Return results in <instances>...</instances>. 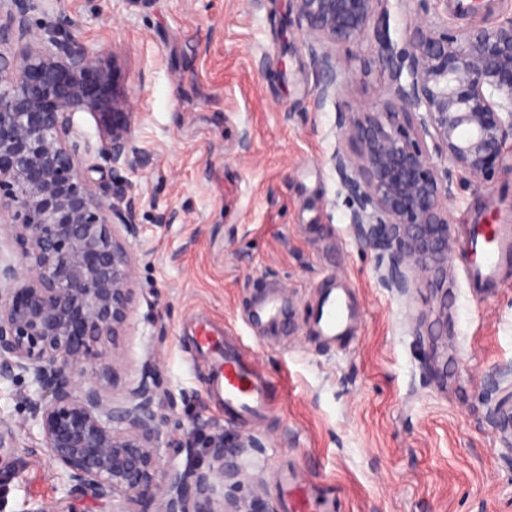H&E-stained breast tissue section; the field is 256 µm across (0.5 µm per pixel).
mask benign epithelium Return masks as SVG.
<instances>
[{"instance_id": "obj_1", "label": "benign epithelium", "mask_w": 512, "mask_h": 512, "mask_svg": "<svg viewBox=\"0 0 512 512\" xmlns=\"http://www.w3.org/2000/svg\"><path fill=\"white\" fill-rule=\"evenodd\" d=\"M385 2L289 0V12L318 74L316 104L336 99L349 148L329 162L353 201L350 223L381 252L383 285L405 293L428 258L448 262L453 174L489 178L512 139V20L460 34L417 20L399 47ZM41 3L0 0V384L27 382L35 451L84 499L118 498L122 512H243L220 490L257 447L251 437L217 434L207 467L181 466L163 443L158 384L143 379L118 398L105 382L136 300L134 201L96 192L101 167L84 164L92 146L75 114L103 117L110 165L139 169L145 156L126 100L106 92L104 51L33 29ZM363 41L391 77L380 112L338 99L349 78L336 49Z\"/></svg>"}]
</instances>
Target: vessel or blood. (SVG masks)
Wrapping results in <instances>:
<instances>
[{
  "instance_id": "b4317fda",
  "label": "vessel or blood",
  "mask_w": 512,
  "mask_h": 512,
  "mask_svg": "<svg viewBox=\"0 0 512 512\" xmlns=\"http://www.w3.org/2000/svg\"><path fill=\"white\" fill-rule=\"evenodd\" d=\"M465 280L472 288L499 287L503 273L512 267V224H473L461 260ZM358 311L348 292L329 288L316 307L312 323L316 335L331 340L349 335ZM196 346L209 360V392L229 419L258 421L274 405L271 383L249 358L239 337L212 324L195 331ZM284 512H317L312 493L288 474L281 475Z\"/></svg>"
}]
</instances>
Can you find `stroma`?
Listing matches in <instances>:
<instances>
[{
	"label": "stroma",
	"mask_w": 512,
	"mask_h": 512,
	"mask_svg": "<svg viewBox=\"0 0 512 512\" xmlns=\"http://www.w3.org/2000/svg\"><path fill=\"white\" fill-rule=\"evenodd\" d=\"M390 36L417 17L458 31L512 20V0L477 17L443 0H388ZM34 27L73 32L114 54L144 168L110 169L135 199L136 301L116 390L151 374L166 395L167 440L243 433L257 442L224 494L280 512L287 472L323 486L333 512H512V269L502 288L468 287L466 227L512 220V140L487 182L454 176L448 271L420 287H384L378 253L349 222L350 199L329 162L345 141L336 101L315 103L316 74L288 0H47ZM351 105L381 107L389 77L369 43L341 51ZM350 289L361 322L342 343L311 329L326 285ZM288 320L268 334L251 320L269 294ZM224 322L275 393L257 424L230 422L186 333ZM23 385L0 384V512H112L71 492L36 453Z\"/></svg>",
	"instance_id": "obj_1"
}]
</instances>
